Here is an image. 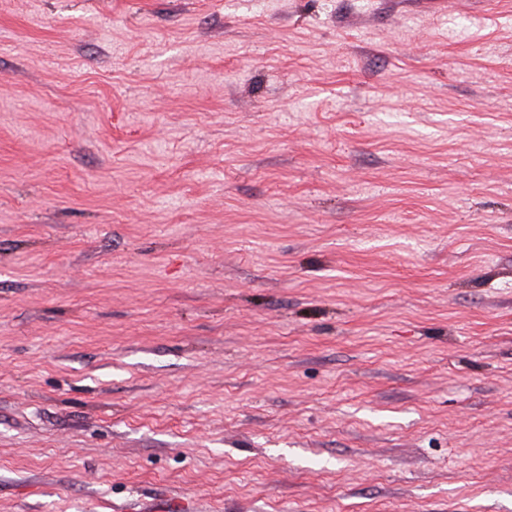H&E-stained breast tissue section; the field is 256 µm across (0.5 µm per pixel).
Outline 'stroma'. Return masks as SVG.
Returning a JSON list of instances; mask_svg holds the SVG:
<instances>
[{
	"instance_id": "stroma-1",
	"label": "stroma",
	"mask_w": 512,
	"mask_h": 512,
	"mask_svg": "<svg viewBox=\"0 0 512 512\" xmlns=\"http://www.w3.org/2000/svg\"><path fill=\"white\" fill-rule=\"evenodd\" d=\"M0 0V512H512V0Z\"/></svg>"
}]
</instances>
